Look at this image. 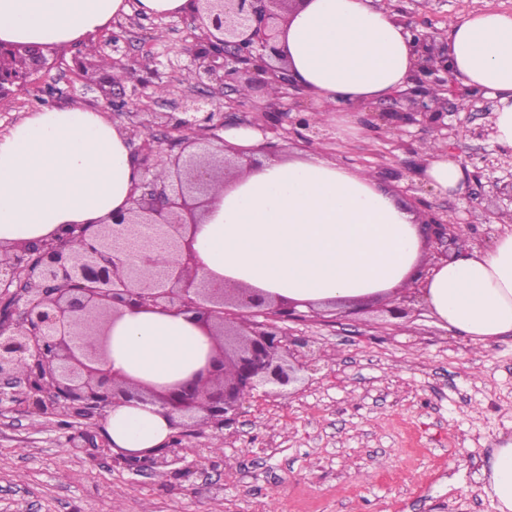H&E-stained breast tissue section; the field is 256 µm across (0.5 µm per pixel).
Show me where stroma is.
I'll list each match as a JSON object with an SVG mask.
<instances>
[{"label": "stroma", "mask_w": 512, "mask_h": 512, "mask_svg": "<svg viewBox=\"0 0 512 512\" xmlns=\"http://www.w3.org/2000/svg\"><path fill=\"white\" fill-rule=\"evenodd\" d=\"M436 34L476 10L512 14V0H373ZM111 31L128 56L157 69L164 94L127 81L136 105L117 116L123 131L160 134L156 115L180 112L197 93L185 14L133 11ZM99 36L49 47L50 66L22 92L0 101V134L31 113L79 104L112 114ZM82 59L86 78L74 73ZM208 108L262 124L266 149L300 158L320 145L346 168L373 174L409 208L432 210L465 226L464 241L490 245L505 230L507 202L489 174L512 170V152L493 141V95L449 98L457 136L417 126L375 124L368 111L323 109L303 91L213 90ZM311 116L313 131L292 115ZM440 149L464 166L458 189L425 187L420 166ZM287 331L314 341L319 359L293 394L246 406L236 435L187 437L203 473L188 489L164 475L116 468L103 451L102 416L58 418L0 413V507L6 512H498L482 469L512 437V333L475 344L438 326L424 305L402 318L380 303L354 312L310 309Z\"/></svg>", "instance_id": "obj_1"}]
</instances>
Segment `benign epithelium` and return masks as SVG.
Segmentation results:
<instances>
[{"label":"benign epithelium","mask_w":512,"mask_h":512,"mask_svg":"<svg viewBox=\"0 0 512 512\" xmlns=\"http://www.w3.org/2000/svg\"><path fill=\"white\" fill-rule=\"evenodd\" d=\"M301 0H193L194 21L203 37L192 45L194 80L224 87L246 76L253 92L277 82L296 88L285 67L267 58L276 52L286 15ZM411 35L417 66L411 86L395 94L407 110L375 112L384 126L415 125L455 134L439 107L452 71L448 45L430 31L398 20ZM108 77L112 108L133 104L122 79L130 73L117 36H112ZM21 52L28 68L19 72L12 57ZM49 67L45 47L0 42V100L14 97ZM192 97L182 116L162 113L167 147L146 135L137 148L142 178L130 205L88 227L70 224L58 237L31 245H0V411L21 406L49 416L100 414L131 402L160 405L173 432L157 448L136 455L120 448L112 465L133 474H168L195 486L197 461H187L188 421L198 432L230 427L246 402L281 396L316 360L314 341L293 336L283 324L302 317L296 303L272 300L242 285L198 276L199 258L191 228L204 215L211 191L224 185L251 149L229 147L215 131L224 113L208 112ZM427 241L438 258L457 236L448 220L429 213ZM185 313L212 341L203 366L162 388L110 368L109 330L125 311Z\"/></svg>","instance_id":"obj_1"}]
</instances>
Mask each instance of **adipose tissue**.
Instances as JSON below:
<instances>
[{
  "label": "adipose tissue",
  "instance_id": "adipose-tissue-1",
  "mask_svg": "<svg viewBox=\"0 0 512 512\" xmlns=\"http://www.w3.org/2000/svg\"><path fill=\"white\" fill-rule=\"evenodd\" d=\"M127 0H0V41L63 45L96 33ZM464 84L493 94L492 137L512 151V14L476 11L445 35ZM280 46L295 84L323 103L354 109L406 89L415 56L404 27L372 0H303ZM141 170L124 132L80 105L32 113L0 136V245L57 237L126 208ZM201 277L243 284L300 306L343 307L388 298L416 281L420 219L365 172L313 151L269 155L214 193L194 227ZM420 281V280H417ZM436 323L473 342L512 333V230L460 248L420 281ZM210 340L185 315L128 312L111 329L110 364L162 386L203 365ZM116 447L160 446L171 427L154 404L107 410ZM485 492L512 512V439L495 448Z\"/></svg>",
  "mask_w": 512,
  "mask_h": 512
}]
</instances>
